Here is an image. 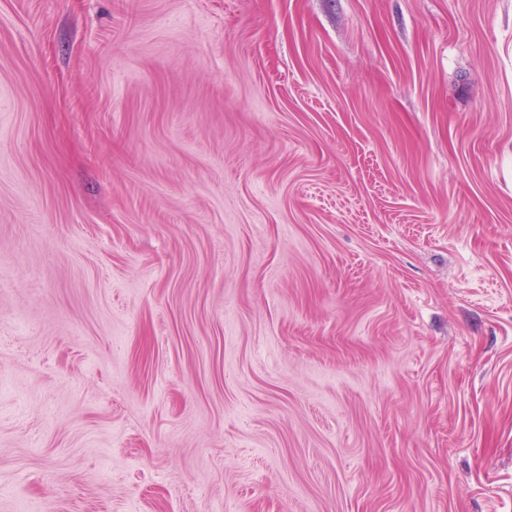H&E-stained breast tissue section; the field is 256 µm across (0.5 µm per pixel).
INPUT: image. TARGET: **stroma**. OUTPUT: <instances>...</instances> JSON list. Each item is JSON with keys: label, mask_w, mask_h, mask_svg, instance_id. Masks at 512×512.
Instances as JSON below:
<instances>
[{"label": "stroma", "mask_w": 512, "mask_h": 512, "mask_svg": "<svg viewBox=\"0 0 512 512\" xmlns=\"http://www.w3.org/2000/svg\"><path fill=\"white\" fill-rule=\"evenodd\" d=\"M0 512H512V0H0Z\"/></svg>", "instance_id": "35a3bbf8"}]
</instances>
